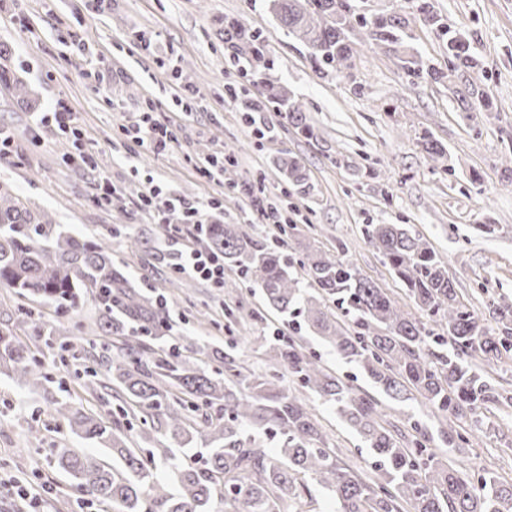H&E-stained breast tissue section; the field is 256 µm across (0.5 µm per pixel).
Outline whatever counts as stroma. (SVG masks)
I'll list each match as a JSON object with an SVG mask.
<instances>
[{"label":"stroma","mask_w":512,"mask_h":512,"mask_svg":"<svg viewBox=\"0 0 512 512\" xmlns=\"http://www.w3.org/2000/svg\"><path fill=\"white\" fill-rule=\"evenodd\" d=\"M442 21L467 38L483 58V71H452L448 50L438 32L419 18L410 20L411 45L443 70V79L407 76L402 48L378 44L365 34L354 36L352 77L323 75L305 46L276 27L265 0H105L91 9L88 0H0V42L7 45L0 68L29 89L27 101L0 85V125L17 137L12 156L0 161V182L32 207L50 212L77 237L100 236L120 228L112 240V259L142 287L164 295L166 309L181 334L199 344L234 347L240 361L258 372L267 368L261 339L295 335L300 320L267 309L255 286L225 271L224 285L177 275L159 242L165 231L141 206L144 175L190 199L222 201L224 221L252 225L260 239L278 237L277 225L264 223L239 193L243 181L261 183L267 199L287 201L293 225L287 236L290 258L311 245L339 255L364 277L415 311L403 283L366 238L370 224H406L427 240L445 262L459 295L485 323H492L491 302H512V0H434ZM236 18L269 39L274 66L268 83L287 86L314 128L305 138L265 115L274 130L253 135L230 97L240 87L249 63L233 56L224 41V21ZM152 37L156 53L139 50L135 33ZM93 42L97 52L82 55L78 40ZM104 76L94 89L88 73ZM196 93L192 110L175 102L182 87ZM487 92L491 108L463 110L459 92ZM72 103L98 168L70 162L68 139L42 130L41 142L30 131L40 112L56 99ZM160 107L162 122L177 130L178 141L157 155L131 154L122 131L146 100ZM430 131L446 149L431 159L419 137ZM234 152L236 165L210 181L196 166L214 153ZM297 156L311 189L287 194V184L273 161ZM117 191L112 205L94 202L98 175ZM140 237L143 249L128 252L124 239ZM232 307L234 319L224 315ZM54 308L20 300L13 289L0 288V327L20 338L32 334L33 319L54 321ZM96 306L83 297L67 320L81 325L67 337V351L39 346L36 355L50 377L46 388L19 386L0 374V512H23L13 493L15 477L38 486L36 512H105L75 492L70 477L51 458L55 448L111 461L110 449L69 433L54 414L55 401L69 399L85 410L111 417L121 398L110 391H84L80 371L98 367L102 356L95 333ZM303 341L343 381L374 398L387 427L406 439L436 433L439 415L417 393L388 397L353 362L311 335ZM291 393L316 413L341 458L352 468L372 471L373 458L363 439L337 416L333 406L289 378ZM468 436L448 459L470 474L491 471L512 481V407L488 403L462 422Z\"/></svg>","instance_id":"1"}]
</instances>
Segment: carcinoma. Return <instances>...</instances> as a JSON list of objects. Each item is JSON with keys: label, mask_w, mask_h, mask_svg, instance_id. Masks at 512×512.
Listing matches in <instances>:
<instances>
[{"label": "carcinoma", "mask_w": 512, "mask_h": 512, "mask_svg": "<svg viewBox=\"0 0 512 512\" xmlns=\"http://www.w3.org/2000/svg\"><path fill=\"white\" fill-rule=\"evenodd\" d=\"M269 10L288 33L299 39L323 70L351 76L355 29L376 42L402 46L412 38L400 14L372 16L367 0H269ZM421 21L448 37V69H481L466 38L444 26L433 0H417ZM245 45L251 82L265 96L245 108H276L279 121L306 137L314 135L301 106L288 88H268L262 72L271 59L265 36L255 32ZM409 77L439 78L420 55L402 59ZM288 186L307 193L301 160L283 155L276 162ZM366 235L403 282L418 310L432 325L402 309L386 291L361 276L337 255L310 245L299 267L309 277L313 295L300 287L283 254L287 241L256 239L241 224H208L209 249L224 254V265L261 289L267 306L280 314H297L305 327L351 362L357 363L382 391L397 398L415 391L443 417L448 446L465 441L461 420L490 401L512 406L466 358L479 355L489 366L512 354V304L495 306L496 327L471 311L448 277L445 263L428 242L404 224H370ZM0 285L28 300L54 306L64 314L90 295L97 308V335L104 371L86 373L85 385L114 386L125 399L123 414L146 413L143 449L119 423L69 402L55 405L57 418L71 433L112 450V464L100 463L73 448H53L58 468L68 473L80 494L112 507V512H287L289 502L306 490L307 475L334 495L336 512H512V483L485 474L462 473L437 456L423 435L401 444L382 424L377 402L336 378L293 336L265 340L270 370L243 372L238 358L224 353L215 360L205 346L175 336L170 346L153 341L169 335L173 325L163 316V299L113 267L112 248L103 238H78L60 230L45 210H32L8 188H0ZM66 320L35 328L36 336H70ZM10 369L21 386L36 389L48 381L31 346L0 328V369ZM323 398L368 444L377 476L347 466L330 447L328 436L305 400L288 392L281 369ZM207 447L201 466L182 465L178 490L154 479L152 459L173 457L193 437ZM275 441L271 456L267 443Z\"/></svg>", "instance_id": "obj_1"}]
</instances>
